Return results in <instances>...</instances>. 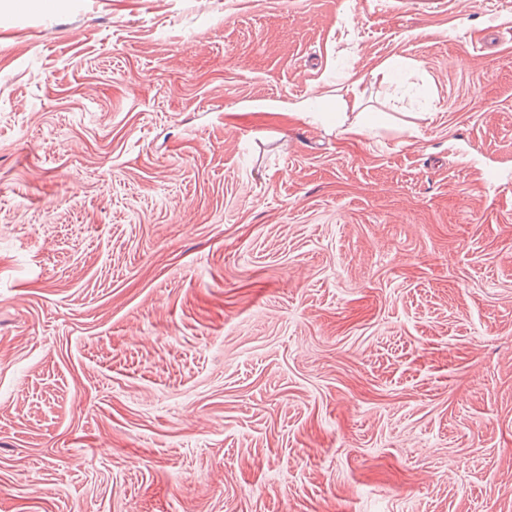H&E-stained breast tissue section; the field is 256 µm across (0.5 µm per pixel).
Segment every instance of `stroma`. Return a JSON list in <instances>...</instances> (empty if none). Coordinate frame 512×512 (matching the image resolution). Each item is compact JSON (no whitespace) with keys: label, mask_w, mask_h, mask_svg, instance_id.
I'll use <instances>...</instances> for the list:
<instances>
[{"label":"stroma","mask_w":512,"mask_h":512,"mask_svg":"<svg viewBox=\"0 0 512 512\" xmlns=\"http://www.w3.org/2000/svg\"><path fill=\"white\" fill-rule=\"evenodd\" d=\"M0 512H512V0H0Z\"/></svg>","instance_id":"obj_1"}]
</instances>
